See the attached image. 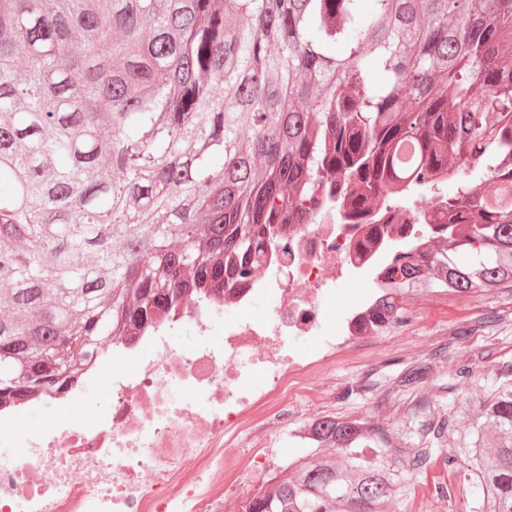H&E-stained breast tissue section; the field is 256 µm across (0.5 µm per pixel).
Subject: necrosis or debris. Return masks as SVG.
<instances>
[{
  "mask_svg": "<svg viewBox=\"0 0 512 512\" xmlns=\"http://www.w3.org/2000/svg\"><path fill=\"white\" fill-rule=\"evenodd\" d=\"M443 199L431 186L411 211L388 210L377 195L281 225L280 244L256 257L247 280L196 295L122 337L77 387L1 404L0 425L18 427L36 408L66 418L0 448V512H250L278 477L271 428L300 448L317 443L314 415L279 405L281 392L301 376L317 384L337 360L382 342L384 302L408 322L406 297L387 286L386 261L397 246L442 243L430 228L448 221ZM347 287L357 294L330 321L323 306ZM185 324L199 338L190 352L171 339ZM101 382L112 388L110 407L77 414L87 388ZM269 403L278 406L272 422L255 424L250 411Z\"/></svg>",
  "mask_w": 512,
  "mask_h": 512,
  "instance_id": "obj_1",
  "label": "necrosis or debris"
}]
</instances>
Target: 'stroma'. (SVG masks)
<instances>
[{"instance_id":"35a3bbf8","label":"stroma","mask_w":512,"mask_h":512,"mask_svg":"<svg viewBox=\"0 0 512 512\" xmlns=\"http://www.w3.org/2000/svg\"><path fill=\"white\" fill-rule=\"evenodd\" d=\"M408 308L413 323L404 327L398 337L386 339L375 354L338 362L334 386L292 384L283 390L281 402L299 404L317 414L360 415L390 426L397 418V404L388 384L409 361L447 350L448 368L441 371L440 381L448 385L452 400L482 385L485 364L512 361V288L452 301L424 296L413 299ZM490 308L499 312L500 321L486 327L482 335L462 343L454 341L456 328L476 321ZM355 382L362 384V392L347 396L348 387Z\"/></svg>"}]
</instances>
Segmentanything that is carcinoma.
<instances>
[{
  "mask_svg": "<svg viewBox=\"0 0 512 512\" xmlns=\"http://www.w3.org/2000/svg\"><path fill=\"white\" fill-rule=\"evenodd\" d=\"M509 153L512 0H0V363L20 372L0 402L112 357L87 336L245 280L279 225L312 221L305 198L407 206L449 158L504 176ZM446 206L448 250L394 249L395 292L512 287V199L462 183ZM446 361L392 380V429L319 417L344 465L298 458L252 512H382L446 445L470 512H512V363L458 430L428 392Z\"/></svg>",
  "mask_w": 512,
  "mask_h": 512,
  "instance_id": "carcinoma-1",
  "label": "carcinoma"
}]
</instances>
